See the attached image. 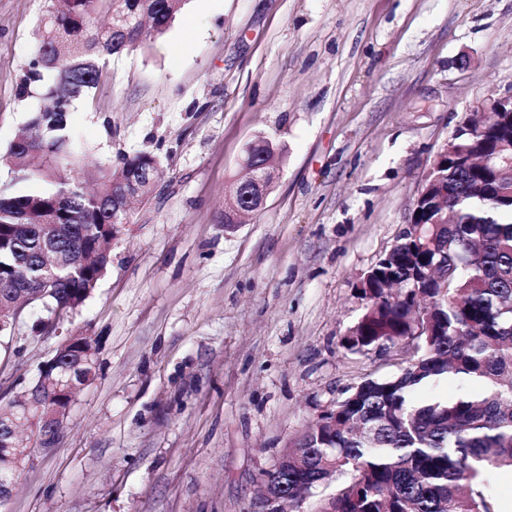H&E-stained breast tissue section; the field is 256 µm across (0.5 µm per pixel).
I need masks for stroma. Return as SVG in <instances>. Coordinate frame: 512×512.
Masks as SVG:
<instances>
[{"instance_id":"35a3bbf8","label":"stroma","mask_w":512,"mask_h":512,"mask_svg":"<svg viewBox=\"0 0 512 512\" xmlns=\"http://www.w3.org/2000/svg\"><path fill=\"white\" fill-rule=\"evenodd\" d=\"M49 0H0V154L41 92L17 86ZM512 93V0H185L112 58L69 115L67 177L149 152L95 292L55 330L25 309L0 346V404L71 334L97 349L50 448L0 512H251L292 437L405 350L348 353L364 273L408 226L435 154ZM278 147L264 207L224 230L246 146Z\"/></svg>"}]
</instances>
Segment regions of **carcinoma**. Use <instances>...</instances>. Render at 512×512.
<instances>
[{"label": "carcinoma", "mask_w": 512, "mask_h": 512, "mask_svg": "<svg viewBox=\"0 0 512 512\" xmlns=\"http://www.w3.org/2000/svg\"><path fill=\"white\" fill-rule=\"evenodd\" d=\"M40 19L38 49L20 84L51 104L34 113L28 133L0 163L10 185L0 188V305L19 277L49 283L45 302L76 310L99 287L106 256L96 248L103 225L123 224L112 186L161 178L146 152L108 162L96 190L84 191L60 168L75 161L68 134L73 103L98 88L110 57L162 36L184 0H123L125 20L99 28L115 0H65ZM452 153L433 172L448 194V212L429 194L413 224L381 262L382 275L343 345L352 353L389 352L409 340L412 355L399 370L367 378L336 402V427L315 426L288 448L275 471L276 488L295 495L299 482L319 488L336 481L322 512H498L496 472L512 470V184L499 166L462 169L456 157L512 155V114L501 112L448 140ZM41 184L29 191L23 184ZM65 224L84 244L87 264L49 268L36 261L40 225ZM30 226L15 233V225ZM443 379L478 387L455 398L417 394Z\"/></svg>", "instance_id": "1"}]
</instances>
